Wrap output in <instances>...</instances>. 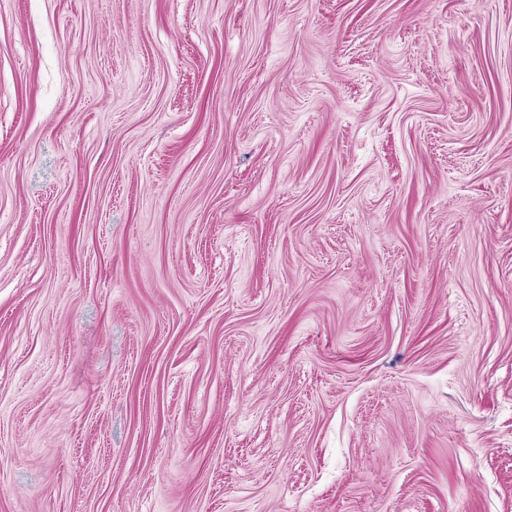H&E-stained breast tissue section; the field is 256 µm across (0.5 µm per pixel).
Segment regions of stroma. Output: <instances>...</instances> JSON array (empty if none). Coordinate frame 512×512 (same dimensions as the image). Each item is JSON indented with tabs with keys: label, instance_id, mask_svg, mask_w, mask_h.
<instances>
[{
	"label": "stroma",
	"instance_id": "1",
	"mask_svg": "<svg viewBox=\"0 0 512 512\" xmlns=\"http://www.w3.org/2000/svg\"><path fill=\"white\" fill-rule=\"evenodd\" d=\"M0 512H512V0H0Z\"/></svg>",
	"mask_w": 512,
	"mask_h": 512
}]
</instances>
